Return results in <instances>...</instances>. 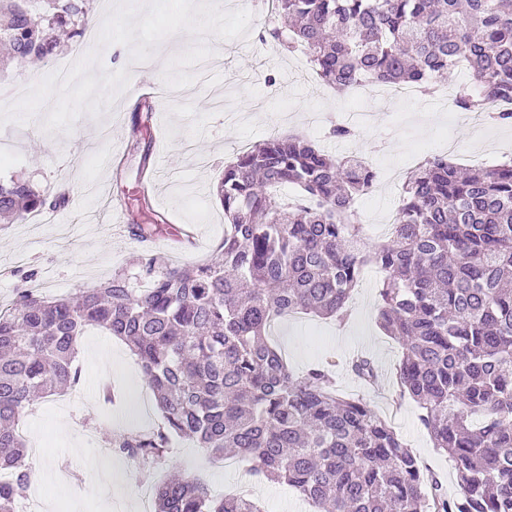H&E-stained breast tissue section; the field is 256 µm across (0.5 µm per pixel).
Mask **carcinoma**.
<instances>
[{"mask_svg":"<svg viewBox=\"0 0 512 512\" xmlns=\"http://www.w3.org/2000/svg\"><path fill=\"white\" fill-rule=\"evenodd\" d=\"M0 0V74L13 58L45 60L54 32L79 38L87 0ZM272 37L302 51L336 90L369 81L434 89L466 67L456 108L512 124V0H273ZM362 159L273 136L224 167V240L205 263L140 260L146 288L123 273L74 297L38 288L0 305V512H17L33 477L19 425L37 402L79 384L90 328L123 341L164 426L114 450L144 463L170 437L284 481L316 512H512V159L467 172L433 155L409 177L391 233L365 246L355 198L372 187ZM48 197L21 177L0 182V221L17 224ZM367 266L381 273L377 322L401 347L399 392L444 452L459 492L427 473L389 424L339 392L318 365L294 373L269 341L271 322L334 317ZM352 371L369 383L373 361ZM155 512H261L246 495H214L168 478Z\"/></svg>","mask_w":512,"mask_h":512,"instance_id":"carcinoma-1","label":"carcinoma"}]
</instances>
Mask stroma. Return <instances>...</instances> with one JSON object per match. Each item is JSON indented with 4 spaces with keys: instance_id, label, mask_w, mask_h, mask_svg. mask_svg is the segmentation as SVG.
Instances as JSON below:
<instances>
[{
    "instance_id": "obj_1",
    "label": "stroma",
    "mask_w": 512,
    "mask_h": 512,
    "mask_svg": "<svg viewBox=\"0 0 512 512\" xmlns=\"http://www.w3.org/2000/svg\"><path fill=\"white\" fill-rule=\"evenodd\" d=\"M253 20L244 39L223 41V56L194 65V83L181 96L164 97L150 108L134 111L121 94L100 117L80 115L71 132H44L45 113L25 125L0 127V176L20 175L47 195L66 191L64 206L47 209L40 222L0 224V302L32 284L45 283L50 296H72L96 287L115 273L134 274L140 259L153 252L173 264L195 265L210 258L224 238V210L216 186L225 162L270 135L294 134L318 141L334 156H359L374 173V187L356 202L366 242L380 241L379 232L397 208L408 173L451 140L450 156L463 166L490 167L501 162L496 145L512 142V126H487L478 132L461 112L439 111L437 98L423 95L411 105L377 102L363 105L310 75L305 55L290 54L267 34L276 19L264 0H252ZM186 48L183 34L154 47L152 67L131 65L128 47L113 44L101 52V70L125 69L132 81L161 80L168 60ZM351 127L352 137H330L331 125ZM161 159L153 193L142 191L137 169L142 148ZM119 151V167L103 158ZM107 185L123 211L121 222L93 223L98 208L96 186ZM160 223L166 243L141 240L131 225ZM193 226L197 245L189 252L175 248L182 227ZM380 274L364 270L343 319L297 314L280 321L269 336L299 374L334 362L342 393L361 398L391 422L409 448L448 486L459 487L447 457L438 452L421 425L420 409L400 396L394 379L398 344L376 322ZM371 357L381 381L370 386L352 373L354 355ZM78 364L82 378L76 397L41 399L25 420L23 434L29 460L42 480L36 488L39 512H127L128 494H135L138 512H153V498L141 482L158 484L172 473L205 481L212 492L249 493L263 512H312L284 483L256 481L235 459L210 460L203 449L175 437L166 462L145 465L110 455L111 487L99 484L88 465L101 449L131 431L162 427L150 387L134 356L120 340L89 329L82 338Z\"/></svg>"
}]
</instances>
